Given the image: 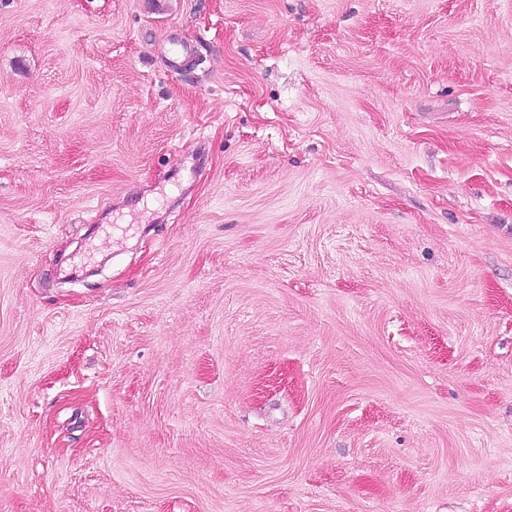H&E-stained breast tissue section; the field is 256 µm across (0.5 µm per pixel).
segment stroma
<instances>
[{"label": "stroma", "instance_id": "35a3bbf8", "mask_svg": "<svg viewBox=\"0 0 512 512\" xmlns=\"http://www.w3.org/2000/svg\"><path fill=\"white\" fill-rule=\"evenodd\" d=\"M0 512H512V0H0Z\"/></svg>", "mask_w": 512, "mask_h": 512}]
</instances>
